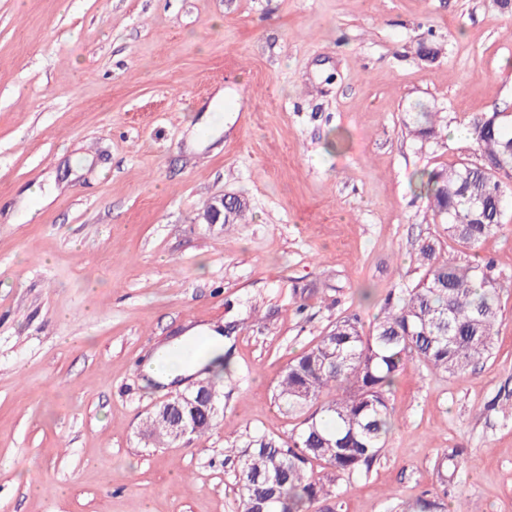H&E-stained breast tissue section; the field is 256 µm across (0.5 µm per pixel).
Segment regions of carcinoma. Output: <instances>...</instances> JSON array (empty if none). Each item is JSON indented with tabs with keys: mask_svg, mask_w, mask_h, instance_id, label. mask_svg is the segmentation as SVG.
<instances>
[{
	"mask_svg": "<svg viewBox=\"0 0 512 512\" xmlns=\"http://www.w3.org/2000/svg\"><path fill=\"white\" fill-rule=\"evenodd\" d=\"M413 135L440 134L437 113L422 109L407 123ZM480 162L427 173V200L448 238L472 250L504 225L512 198L496 173L512 164V123L492 113L471 131ZM421 281L387 303L371 334L350 314L337 320L279 375L274 400L301 421L285 439L249 436L236 482L241 512H340L338 481L369 469L386 447L388 391L408 362L453 375L492 355L500 316L499 288L489 262L439 259L431 243L419 249ZM179 414L196 434L213 426L206 409L180 402ZM149 437L172 443L165 421L149 420ZM324 474L314 476L313 467Z\"/></svg>",
	"mask_w": 512,
	"mask_h": 512,
	"instance_id": "obj_1",
	"label": "carcinoma"
}]
</instances>
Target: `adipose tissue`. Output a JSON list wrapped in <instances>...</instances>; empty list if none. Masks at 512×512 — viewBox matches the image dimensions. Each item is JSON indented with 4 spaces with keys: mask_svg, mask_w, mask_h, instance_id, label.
Returning a JSON list of instances; mask_svg holds the SVG:
<instances>
[{
    "mask_svg": "<svg viewBox=\"0 0 512 512\" xmlns=\"http://www.w3.org/2000/svg\"><path fill=\"white\" fill-rule=\"evenodd\" d=\"M166 348L170 351L188 348L192 354L187 359L165 365L160 362L159 352L149 355L142 371L150 382L165 387L180 385L187 378H207L219 369L225 354L224 337L217 331L203 335L190 331L171 340Z\"/></svg>",
    "mask_w": 512,
    "mask_h": 512,
    "instance_id": "1",
    "label": "adipose tissue"
}]
</instances>
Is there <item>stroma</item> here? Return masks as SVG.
Segmentation results:
<instances>
[{
	"instance_id": "obj_1",
	"label": "stroma",
	"mask_w": 512,
	"mask_h": 512,
	"mask_svg": "<svg viewBox=\"0 0 512 512\" xmlns=\"http://www.w3.org/2000/svg\"><path fill=\"white\" fill-rule=\"evenodd\" d=\"M420 104L441 138L409 133ZM494 112L512 0H0V512H240L227 444L287 435L289 360L348 313L371 332L427 242L493 261L494 350L397 376L343 512H512V209L469 251L422 182L478 162ZM228 193L245 223H198ZM192 327L225 336L220 414L158 447L146 418L180 389L141 365Z\"/></svg>"
}]
</instances>
